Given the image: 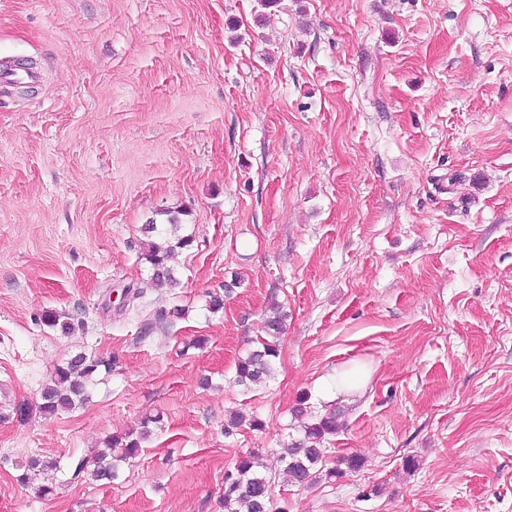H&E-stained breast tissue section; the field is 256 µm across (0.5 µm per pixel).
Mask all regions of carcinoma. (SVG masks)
Instances as JSON below:
<instances>
[{
  "instance_id": "obj_1",
  "label": "carcinoma",
  "mask_w": 512,
  "mask_h": 512,
  "mask_svg": "<svg viewBox=\"0 0 512 512\" xmlns=\"http://www.w3.org/2000/svg\"><path fill=\"white\" fill-rule=\"evenodd\" d=\"M177 228L178 220L173 215L167 218L164 226L151 220L142 228L145 241L142 242L140 259L149 265L152 280L159 286L171 288L177 285L174 270L169 264L170 257L178 249L192 247L194 242L189 235H178ZM285 318L286 315L276 308L273 315L265 319L263 331L266 336L237 361L238 383L248 388L272 376L279 357L278 340ZM115 365L114 359L89 357L83 353H77L57 365L50 381L41 390V413L54 417L84 404L88 400V387L93 377L102 371L111 372ZM306 402L307 397H301L294 409L295 416L308 418L301 425V435L284 446L277 456L290 482L299 488H307L320 479L334 481L359 471L363 461L357 455L342 458L339 467L323 468L324 449L321 444L338 430L336 410L328 409L323 414L314 415ZM157 422L159 419L147 417L141 422L140 429L112 436L105 443L106 450L93 459V468L85 470L86 464L82 462L77 465V472H87L96 482L117 479L118 463L139 454L142 443L150 436V425ZM259 458V452L252 451L236 462L234 470L224 474V494L220 500L224 512H271V481L258 470Z\"/></svg>"
}]
</instances>
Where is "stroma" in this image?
I'll use <instances>...</instances> for the list:
<instances>
[{"instance_id":"35a3bbf8","label":"stroma","mask_w":512,"mask_h":512,"mask_svg":"<svg viewBox=\"0 0 512 512\" xmlns=\"http://www.w3.org/2000/svg\"><path fill=\"white\" fill-rule=\"evenodd\" d=\"M27 58L39 83L0 86V512H222L254 449L273 512H512V0H0V64ZM163 211L195 239L174 288L140 259ZM275 304V373L241 386ZM78 353L117 364L45 417ZM302 395L342 413L325 467L361 471L288 481ZM156 414L116 480L76 473Z\"/></svg>"}]
</instances>
